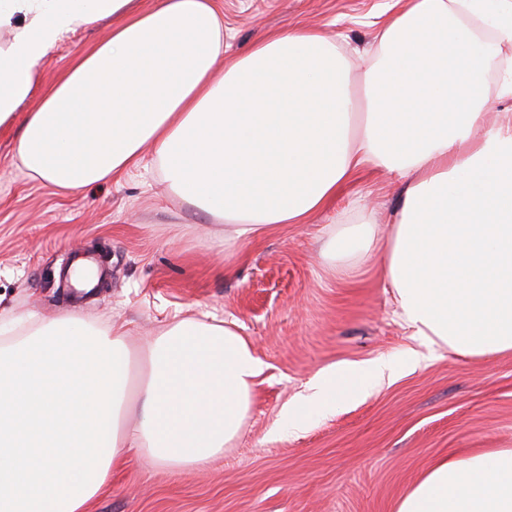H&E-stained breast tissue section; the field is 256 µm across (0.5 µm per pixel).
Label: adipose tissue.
Masks as SVG:
<instances>
[{
    "instance_id": "1",
    "label": "adipose tissue",
    "mask_w": 512,
    "mask_h": 512,
    "mask_svg": "<svg viewBox=\"0 0 512 512\" xmlns=\"http://www.w3.org/2000/svg\"><path fill=\"white\" fill-rule=\"evenodd\" d=\"M355 114L339 42L271 32L224 56L216 0H0V128L32 96L45 56L69 32L112 20L26 114L16 153L35 178L76 192L142 162L151 146L171 198L255 238L302 224L368 165L404 180L391 233L344 224L326 245L345 265L373 250L401 321L470 358L512 352V115L475 137L494 30L512 42V0H394ZM222 79H215V72ZM0 320V512H86L130 452L171 468L223 454L250 413L262 362L234 327L168 325L135 375L122 327L64 316L15 339ZM399 363L320 374L289 427L365 393ZM396 512H512V448L436 462Z\"/></svg>"
}]
</instances>
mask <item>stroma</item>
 <instances>
[{
    "label": "stroma",
    "mask_w": 512,
    "mask_h": 512,
    "mask_svg": "<svg viewBox=\"0 0 512 512\" xmlns=\"http://www.w3.org/2000/svg\"><path fill=\"white\" fill-rule=\"evenodd\" d=\"M390 2L221 0L224 55L302 27L344 35L358 53ZM111 32L104 21L66 35L42 61L40 89ZM497 57L485 76L487 130L512 113V99L496 95L512 44ZM20 129L0 131L1 316L119 324L139 361L176 320L233 321L263 363L249 418L223 457L177 472L130 454L87 512H395L435 462L512 448V354L483 361L426 345L400 323L380 255L360 258L347 277L322 256L331 224L358 223L361 206L376 236H388L396 174L364 168L307 223L229 245L223 225L168 198L152 148L140 168L69 193L29 176L14 154ZM379 359L404 369L362 395L337 388L334 410L287 429L286 408L320 371Z\"/></svg>",
    "instance_id": "obj_1"
}]
</instances>
